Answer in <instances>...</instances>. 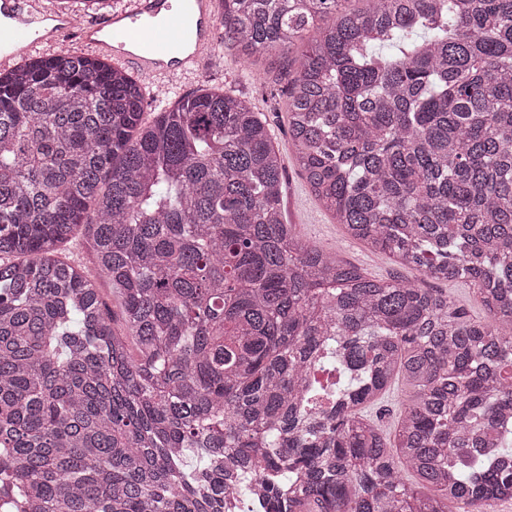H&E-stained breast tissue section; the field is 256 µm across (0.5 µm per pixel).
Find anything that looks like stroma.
Listing matches in <instances>:
<instances>
[{"mask_svg":"<svg viewBox=\"0 0 512 512\" xmlns=\"http://www.w3.org/2000/svg\"><path fill=\"white\" fill-rule=\"evenodd\" d=\"M302 52L294 47L288 52L262 55L251 64H243L236 51L213 48L211 57L199 73L184 75L166 85L146 79L144 120H153L159 103H174L180 97L201 88L231 94L248 101L270 125L273 143L285 167L282 208L287 223L296 225L304 240L329 250L379 280L397 279L416 283L418 271L395 265L389 255L374 252L363 243L348 238L341 225L314 200L300 175L289 142L287 97L284 89L290 72Z\"/></svg>","mask_w":512,"mask_h":512,"instance_id":"stroma-1","label":"stroma"}]
</instances>
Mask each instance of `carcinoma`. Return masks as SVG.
Masks as SVG:
<instances>
[{
    "mask_svg": "<svg viewBox=\"0 0 512 512\" xmlns=\"http://www.w3.org/2000/svg\"><path fill=\"white\" fill-rule=\"evenodd\" d=\"M220 2L246 64L318 30L286 87L312 194L353 239L469 282L487 318L306 243L246 100L201 89L146 123L121 68L24 58L0 72V512L511 500L512 0ZM78 232L91 267L60 258ZM398 376L387 432L370 409Z\"/></svg>",
    "mask_w": 512,
    "mask_h": 512,
    "instance_id": "1",
    "label": "carcinoma"
}]
</instances>
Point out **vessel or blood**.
<instances>
[{"instance_id": "vessel-or-blood-1", "label": "vessel or blood", "mask_w": 512, "mask_h": 512, "mask_svg": "<svg viewBox=\"0 0 512 512\" xmlns=\"http://www.w3.org/2000/svg\"><path fill=\"white\" fill-rule=\"evenodd\" d=\"M211 5L190 0L181 10L172 0H137L133 10L77 25L70 14L44 10L41 0H0V70L12 68L34 45H57L73 32L86 54L127 61L148 77L195 71L216 26Z\"/></svg>"}]
</instances>
